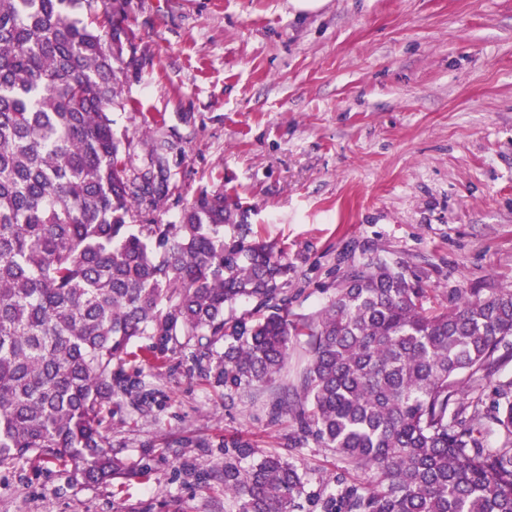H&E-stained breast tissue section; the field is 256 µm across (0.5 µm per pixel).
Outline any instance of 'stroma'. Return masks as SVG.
<instances>
[{
  "label": "stroma",
  "mask_w": 512,
  "mask_h": 512,
  "mask_svg": "<svg viewBox=\"0 0 512 512\" xmlns=\"http://www.w3.org/2000/svg\"><path fill=\"white\" fill-rule=\"evenodd\" d=\"M128 16L146 61L112 119L135 161L165 146L177 190L156 220L235 188L303 318L371 257L439 293L512 285V0H326L297 17L289 0H130ZM308 359L294 341L274 380L228 400L172 355L112 422L130 469L153 455L147 477L89 488L2 466L0 512H229L213 440L283 451L293 422L272 404Z\"/></svg>",
  "instance_id": "obj_1"
}]
</instances>
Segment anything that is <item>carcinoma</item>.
I'll list each match as a JSON object with an SVG mask.
<instances>
[{
  "instance_id": "carcinoma-1",
  "label": "carcinoma",
  "mask_w": 512,
  "mask_h": 512,
  "mask_svg": "<svg viewBox=\"0 0 512 512\" xmlns=\"http://www.w3.org/2000/svg\"><path fill=\"white\" fill-rule=\"evenodd\" d=\"M129 0H0V466L53 463L87 487L129 473L112 419L179 353L232 395L310 358L274 405L340 462L317 490L292 460L225 437L235 512H512V287L435 304L402 264L352 267L293 319L288 262L237 197L203 189L177 221L161 147L133 163L112 109L140 65ZM246 302L250 308L236 313Z\"/></svg>"
}]
</instances>
